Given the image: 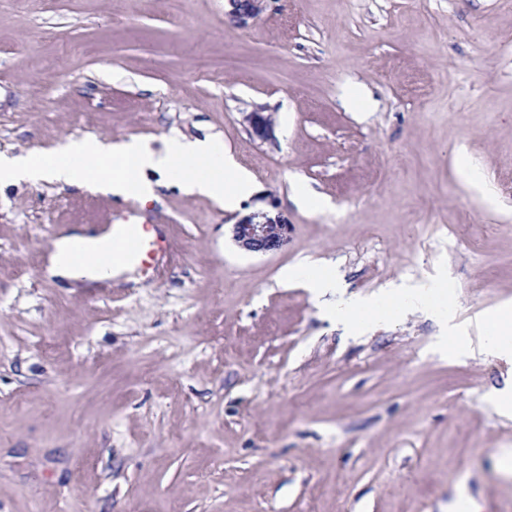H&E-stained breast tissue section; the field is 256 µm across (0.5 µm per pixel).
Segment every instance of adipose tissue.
<instances>
[{
    "label": "adipose tissue",
    "instance_id": "1",
    "mask_svg": "<svg viewBox=\"0 0 512 512\" xmlns=\"http://www.w3.org/2000/svg\"><path fill=\"white\" fill-rule=\"evenodd\" d=\"M177 182L189 195H204L225 210H236L251 196L255 184L219 140L178 139L165 141L162 148L131 139L120 143L73 140L59 151L48 154L9 156L0 153V188L20 181H48L69 186L96 184L105 192L137 201L159 202V183ZM111 231L94 236L72 232L55 243L43 267L45 277L60 281L84 279L98 282L112 278L116 270L100 266L95 256H87L86 268L70 264L68 255L75 243H98L110 239ZM428 286L405 288L388 283L379 295H350L343 301L340 320L348 330L379 325L394 315L425 310L431 305Z\"/></svg>",
    "mask_w": 512,
    "mask_h": 512
}]
</instances>
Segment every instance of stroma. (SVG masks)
<instances>
[{"instance_id":"35a3bbf8","label":"stroma","mask_w":512,"mask_h":512,"mask_svg":"<svg viewBox=\"0 0 512 512\" xmlns=\"http://www.w3.org/2000/svg\"><path fill=\"white\" fill-rule=\"evenodd\" d=\"M229 9L0 0V153L215 136L256 185L233 212L161 188L160 261L91 289L43 278L54 241L138 202L0 189V512H512V364L476 325L512 305V0ZM254 216L287 245L237 247ZM314 260L452 307L346 333L283 279ZM231 6L229 16L240 25L256 18L262 11V3L266 0H227ZM243 122L247 124L253 138L265 142L274 139V121L264 112H247L243 115Z\"/></svg>"}]
</instances>
